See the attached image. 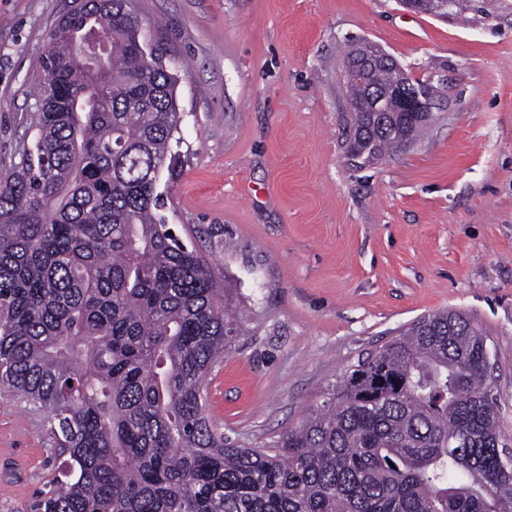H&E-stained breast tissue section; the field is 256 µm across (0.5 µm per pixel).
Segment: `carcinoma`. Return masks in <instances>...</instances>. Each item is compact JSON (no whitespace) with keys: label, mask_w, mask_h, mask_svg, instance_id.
<instances>
[{"label":"carcinoma","mask_w":512,"mask_h":512,"mask_svg":"<svg viewBox=\"0 0 512 512\" xmlns=\"http://www.w3.org/2000/svg\"><path fill=\"white\" fill-rule=\"evenodd\" d=\"M89 4L50 32L33 145L0 174V383L44 414L65 457L35 512H512V434L487 335L458 310L416 319L345 367L268 442L211 428L208 377L242 323L161 214L178 77L138 68L142 23L124 0ZM66 32L105 46V69L88 68ZM405 81L393 64L372 74L383 89ZM346 92L355 168L431 125L392 99L382 126L365 87Z\"/></svg>","instance_id":"carcinoma-1"}]
</instances>
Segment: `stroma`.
I'll use <instances>...</instances> for the list:
<instances>
[{
    "mask_svg": "<svg viewBox=\"0 0 512 512\" xmlns=\"http://www.w3.org/2000/svg\"><path fill=\"white\" fill-rule=\"evenodd\" d=\"M72 0H0V173L22 161L48 35ZM177 88L173 230L243 323L208 386L212 426L261 442L337 374L421 315L486 333L512 429V0L436 16L398 0H134ZM365 40L406 74L442 75L431 132L376 164L344 156L340 52ZM50 425L0 387V512L56 488Z\"/></svg>",
    "mask_w": 512,
    "mask_h": 512,
    "instance_id": "1",
    "label": "stroma"
}]
</instances>
